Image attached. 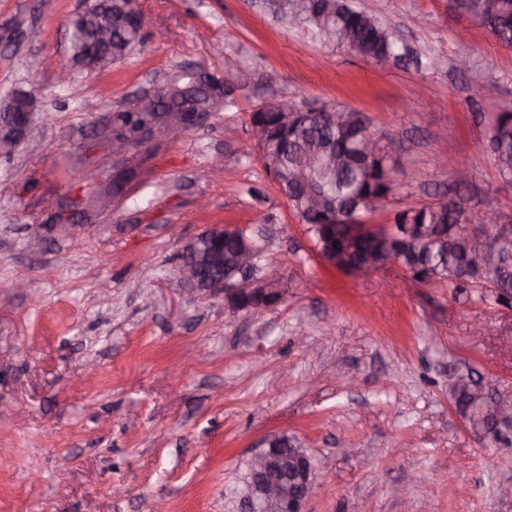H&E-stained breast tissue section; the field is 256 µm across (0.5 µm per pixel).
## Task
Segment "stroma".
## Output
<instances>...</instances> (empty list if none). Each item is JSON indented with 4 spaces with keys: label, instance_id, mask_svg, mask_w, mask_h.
<instances>
[{
    "label": "stroma",
    "instance_id": "stroma-1",
    "mask_svg": "<svg viewBox=\"0 0 512 512\" xmlns=\"http://www.w3.org/2000/svg\"><path fill=\"white\" fill-rule=\"evenodd\" d=\"M270 2L135 0L144 45L65 85L85 0H0V100L40 75L29 136L0 158V512H226L235 473L281 433L315 460L305 512H512V447H482L448 399L467 369L512 389V308L398 266L369 279L327 266L250 133L278 98L340 104L399 143L390 203L366 223L451 195L477 218L512 215L485 149L512 103V46L455 0H354L421 58L382 68L279 24ZM187 71L222 83L229 107L113 155L114 113ZM479 82L497 94L476 104ZM217 224L264 251L256 276L281 300L262 316L182 279L184 246Z\"/></svg>",
    "mask_w": 512,
    "mask_h": 512
}]
</instances>
